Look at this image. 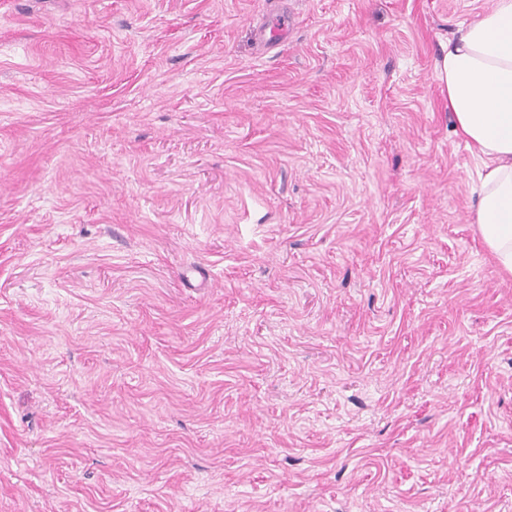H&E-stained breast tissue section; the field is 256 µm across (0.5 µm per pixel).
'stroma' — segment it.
Segmentation results:
<instances>
[{
	"label": "stroma",
	"instance_id": "1",
	"mask_svg": "<svg viewBox=\"0 0 512 512\" xmlns=\"http://www.w3.org/2000/svg\"><path fill=\"white\" fill-rule=\"evenodd\" d=\"M492 4L0 0V512H512ZM454 133L477 155L473 224L512 275V1L461 27L436 63Z\"/></svg>",
	"mask_w": 512,
	"mask_h": 512
}]
</instances>
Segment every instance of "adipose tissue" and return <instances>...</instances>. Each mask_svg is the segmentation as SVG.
Wrapping results in <instances>:
<instances>
[{
	"label": "adipose tissue",
	"mask_w": 512,
	"mask_h": 512,
	"mask_svg": "<svg viewBox=\"0 0 512 512\" xmlns=\"http://www.w3.org/2000/svg\"><path fill=\"white\" fill-rule=\"evenodd\" d=\"M455 134L477 155L473 222L512 275V0L461 27L436 63Z\"/></svg>",
	"instance_id": "obj_1"
}]
</instances>
